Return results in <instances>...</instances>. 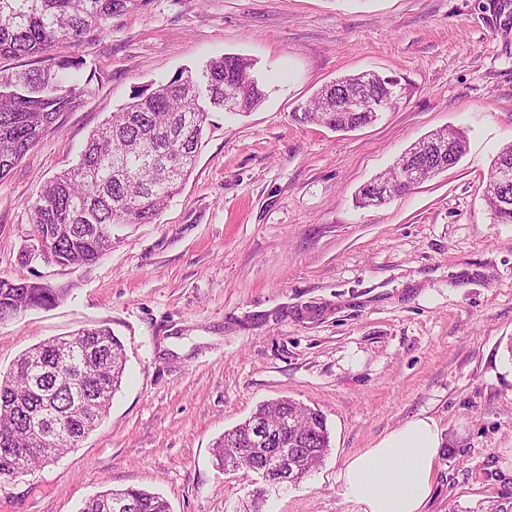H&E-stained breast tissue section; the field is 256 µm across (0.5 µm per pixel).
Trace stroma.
<instances>
[{"mask_svg":"<svg viewBox=\"0 0 512 512\" xmlns=\"http://www.w3.org/2000/svg\"><path fill=\"white\" fill-rule=\"evenodd\" d=\"M85 92L0 179V277L67 289L0 323V370L29 347L106 325L126 369L96 429L0 479V512H80L109 488L171 512H248L253 485L216 467L225 430L268 400L320 409L331 449L263 512H357L349 456L418 415L444 439L429 512L512 492V224L483 194L512 145V0H151L63 48ZM224 54L251 58L264 100L209 110L195 167L149 224H116L94 262L25 261L28 210L135 93ZM373 72L397 107L351 132L296 121L325 84ZM452 169L379 206L360 188L437 130Z\"/></svg>","mask_w":512,"mask_h":512,"instance_id":"stroma-1","label":"stroma"}]
</instances>
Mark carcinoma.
<instances>
[{
    "instance_id": "cac0c4a2",
    "label": "carcinoma",
    "mask_w": 512,
    "mask_h": 512,
    "mask_svg": "<svg viewBox=\"0 0 512 512\" xmlns=\"http://www.w3.org/2000/svg\"><path fill=\"white\" fill-rule=\"evenodd\" d=\"M150 0H0V58H30L35 67L21 72H0V179L50 130L60 116L75 107L83 90L74 82L84 65L49 50L80 41L92 31L103 35L108 21L117 15L141 11ZM252 59L225 54L206 65L205 86L193 75H178L112 113L95 130L77 164L48 181L30 206L35 240L45 260L59 265H80L112 249V225L149 224L180 190L193 169L210 107L226 112H246L264 98L251 75ZM397 83L372 72L341 77L322 87L305 107L300 119L335 131H350L373 122V112L356 119L336 117V89H360L366 107L392 109L398 103ZM450 141L456 158L467 149L464 137L436 131L413 144L427 148L439 137ZM402 159L390 170L361 188L357 203L380 205L375 195L380 181L398 178ZM512 165V146L494 161L486 188L496 184L499 169ZM67 289L44 283L0 277V322L34 308L56 306ZM79 365L92 354L105 356L108 371L92 380L61 381L57 375L60 352ZM125 356L122 342L107 326L82 329L37 344L0 374V429L8 427L25 435L40 415H66L81 400L88 415L83 422L67 419L52 432L47 447L56 453L76 447L109 410L121 384ZM271 419L268 429L281 439L292 462V479L283 484L266 474L277 490L300 483L330 451L326 418L315 408L289 397L259 405L251 417L224 432L214 446L219 462L249 440L252 418ZM47 464L46 459L17 451L0 441V478H13ZM128 498L133 512H170L160 495L127 487L107 489L85 502L81 512H122L119 503ZM463 512H512V492L467 507Z\"/></svg>"
}]
</instances>
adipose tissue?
Instances as JSON below:
<instances>
[{
	"instance_id": "ef3b65f1",
	"label": "adipose tissue",
	"mask_w": 512,
	"mask_h": 512,
	"mask_svg": "<svg viewBox=\"0 0 512 512\" xmlns=\"http://www.w3.org/2000/svg\"><path fill=\"white\" fill-rule=\"evenodd\" d=\"M442 445L436 420L414 417L346 460L339 493L359 512H428Z\"/></svg>"
}]
</instances>
